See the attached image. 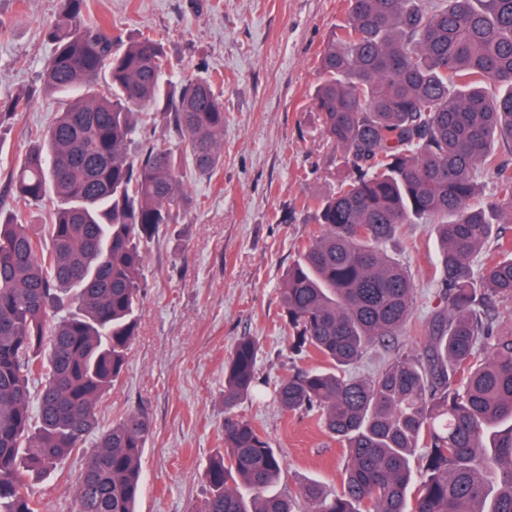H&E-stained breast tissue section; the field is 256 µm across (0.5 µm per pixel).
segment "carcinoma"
<instances>
[{
	"label": "carcinoma",
	"mask_w": 512,
	"mask_h": 512,
	"mask_svg": "<svg viewBox=\"0 0 512 512\" xmlns=\"http://www.w3.org/2000/svg\"><path fill=\"white\" fill-rule=\"evenodd\" d=\"M344 2L312 100L346 173L336 191L304 200L322 231L279 292L291 349L331 368L275 388L283 411L316 413L346 448L342 487L266 494L283 462L234 415L257 386L259 342L241 336L224 365V453L206 468L200 512H512V315L498 311L512 303V241L495 231L512 224V0ZM57 6L41 86L76 98L10 168L16 212L0 210V512H39L33 482L84 447L136 333L144 246L178 223L183 170L211 175L224 159V99L211 77L166 82L161 38L117 48L107 27L85 22L86 0ZM33 97L0 104V128ZM147 119L174 128L185 151L131 154ZM49 195L44 233L18 222ZM418 221L438 235L446 305L423 325L422 350L351 376L345 367L412 318L414 280L383 246ZM150 432L135 411L101 434L74 512H135Z\"/></svg>",
	"instance_id": "cac0c4a2"
}]
</instances>
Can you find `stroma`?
I'll return each instance as SVG.
<instances>
[{
	"label": "stroma",
	"mask_w": 512,
	"mask_h": 512,
	"mask_svg": "<svg viewBox=\"0 0 512 512\" xmlns=\"http://www.w3.org/2000/svg\"><path fill=\"white\" fill-rule=\"evenodd\" d=\"M57 0H0V103L31 90L35 97L0 134V210L11 211L12 161L47 126L64 100L39 94L52 47L42 29ZM343 0H87L89 24L111 28L119 42L163 35L166 77L195 70L213 75L224 94V162L210 176L187 171L190 203L179 223L163 225L147 248L143 300L127 365L97 407L85 450L62 458L32 488L40 512H72L86 449L134 411L151 420L141 456L137 512H194L205 500L206 467L224 449V364L238 337L261 345L259 385L236 415L277 448L284 473L274 490L287 493L317 480L341 487L346 450L313 413L284 412L275 385L300 369L323 366L317 355L290 348L278 288L303 245L320 231L302 212L303 199L332 192L326 170L334 146L320 129L311 96L316 60ZM416 285L410 323L400 335L368 348L348 369L367 376L395 350L421 349V328L440 302L433 268L439 244L433 225L408 224L392 251Z\"/></svg>",
	"instance_id": "35a3bbf8"
}]
</instances>
